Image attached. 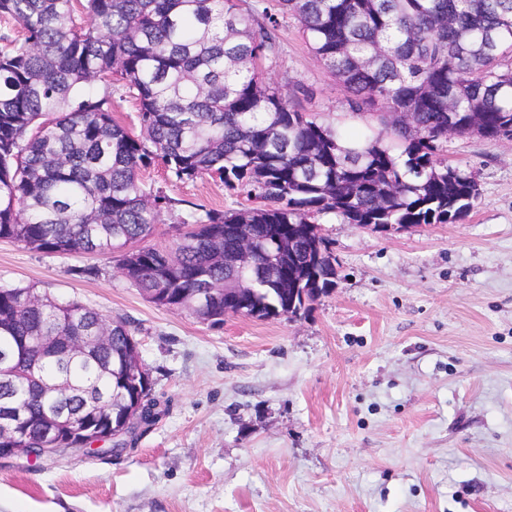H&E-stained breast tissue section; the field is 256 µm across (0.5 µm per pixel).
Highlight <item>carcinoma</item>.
Returning <instances> with one entry per match:
<instances>
[{
	"mask_svg": "<svg viewBox=\"0 0 512 512\" xmlns=\"http://www.w3.org/2000/svg\"><path fill=\"white\" fill-rule=\"evenodd\" d=\"M0 240L48 255H119L125 277L155 304L224 322V302L191 303L198 288L234 287L257 272L244 307L265 320L288 311V274L321 277L333 257L321 220L345 224H454L480 198L475 177L442 159L448 128L461 137L512 139V0H0ZM296 20L318 62L349 92L348 110L378 132L340 127L297 108L262 63L280 54L278 32ZM137 103L139 133L112 113V93ZM161 164L179 182L217 178L255 200L203 209L171 247L142 246L174 200L146 188ZM286 242L262 263L273 235ZM257 264L229 262L240 241ZM88 356L64 346L19 357L0 399L19 402L3 448L41 437L51 415L73 445L129 432L124 411L152 397L112 372L136 359L129 323L75 300L0 285V352L28 336H96ZM70 383L47 397L27 373Z\"/></svg>",
	"mask_w": 512,
	"mask_h": 512,
	"instance_id": "1",
	"label": "carcinoma"
}]
</instances>
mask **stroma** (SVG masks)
<instances>
[{
	"label": "stroma",
	"mask_w": 512,
	"mask_h": 512,
	"mask_svg": "<svg viewBox=\"0 0 512 512\" xmlns=\"http://www.w3.org/2000/svg\"><path fill=\"white\" fill-rule=\"evenodd\" d=\"M266 77L333 121L343 86L295 21ZM481 197L455 224L375 233L326 223L329 295L295 319L211 325L158 306L109 256L0 241V283L129 321L163 413L118 455L0 462V512H512V142L449 136ZM145 186L177 199L151 244L220 181ZM98 275H91V268Z\"/></svg>",
	"instance_id": "obj_1"
}]
</instances>
